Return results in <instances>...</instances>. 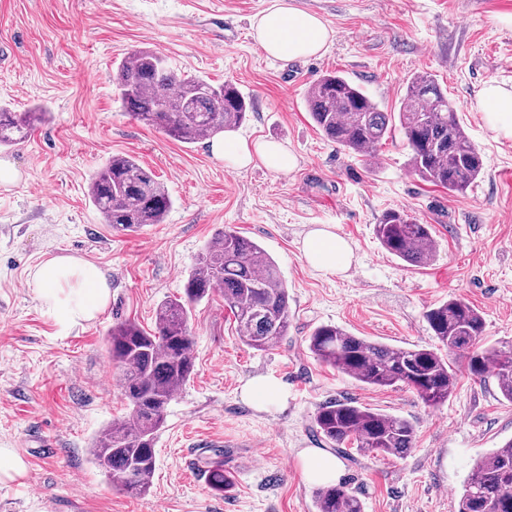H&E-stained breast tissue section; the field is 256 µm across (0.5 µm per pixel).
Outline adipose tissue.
<instances>
[{"label":"adipose tissue","instance_id":"obj_1","mask_svg":"<svg viewBox=\"0 0 512 512\" xmlns=\"http://www.w3.org/2000/svg\"><path fill=\"white\" fill-rule=\"evenodd\" d=\"M253 32L269 57L288 60L322 54L333 37L319 16L298 10L286 0H276L262 12L253 24ZM480 105L487 127L499 136L512 138V90L486 84L480 92ZM211 153L236 171L260 163L287 173L297 165L295 155L283 145L250 142L228 132L214 138ZM300 250L311 268L325 275L342 273L350 264L349 245L327 226L309 230L300 242ZM28 286L49 311L58 313L70 325L96 320L106 311L112 295L103 269L84 258L65 254L39 262Z\"/></svg>","mask_w":512,"mask_h":512}]
</instances>
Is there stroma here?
I'll return each instance as SVG.
<instances>
[{
    "label": "stroma",
    "instance_id": "1",
    "mask_svg": "<svg viewBox=\"0 0 512 512\" xmlns=\"http://www.w3.org/2000/svg\"><path fill=\"white\" fill-rule=\"evenodd\" d=\"M275 0H0V101L39 105L48 121L0 149L19 183L0 186V448L13 449L27 478L0 484V512H315L316 483L300 454L322 448L312 421L323 404L351 400L411 420L416 445L404 457L337 455L340 481L363 512H457L477 458L512 439V403L494 377L467 370L465 352L448 402L426 406L411 389L366 388L318 362L308 338L322 324L401 347H436L425 312L448 298L485 319L484 349L512 340V139L495 137L479 109L482 87L512 89V0H287L333 31L319 57L280 61L252 36ZM150 49L179 72L230 81L253 101L237 134L282 144L297 158L285 174L258 165L237 172L214 159L208 140L183 144L135 120L118 100L116 66ZM338 71L387 110L416 72L436 76L481 152L484 170L462 194L408 170L402 136L379 162L348 153L314 127L305 90ZM114 154L135 156L175 204L139 236L113 231L89 202L87 183ZM403 209L431 225L435 258L413 267L374 234L379 216ZM331 226L352 249L336 276L312 270L299 243ZM232 227L275 261L288 286L287 336L258 351L237 337L220 294L189 321L194 372L166 410L155 439L147 495L118 491L90 461L93 438L127 416L120 372L105 352L112 325L155 328L158 305L183 294L204 245ZM53 254L104 269L112 300L96 321L63 327L26 286ZM267 375L286 400L259 406L243 385ZM223 458L232 485L212 492L204 468Z\"/></svg>",
    "mask_w": 512,
    "mask_h": 512
}]
</instances>
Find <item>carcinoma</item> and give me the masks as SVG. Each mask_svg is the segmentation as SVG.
<instances>
[{
    "mask_svg": "<svg viewBox=\"0 0 512 512\" xmlns=\"http://www.w3.org/2000/svg\"><path fill=\"white\" fill-rule=\"evenodd\" d=\"M115 80L125 111L184 144L239 126L250 107L235 84L178 73L147 49L122 60ZM305 100L316 128L351 153L364 156L399 130L409 151L408 166L422 181L463 193L483 173L480 151L463 132L457 109L430 73L410 77L396 112L385 111L361 86L338 72L314 80ZM46 119V113L37 109L20 113L1 104L0 148L24 141ZM87 197L103 223L128 232L164 223L174 204L164 183L127 154L105 160L88 182ZM375 234L386 252L411 266H423L437 253L431 225L419 223L404 210L385 211L377 219ZM216 291L224 297L238 338L246 346L265 350L288 333L289 293L275 262L255 241L230 228L207 243L187 276L183 296L158 305L154 331L130 320L113 325L107 353L121 371L128 416L96 437L91 456L122 490L144 494L150 488L156 434L165 423L167 406L193 373L191 309ZM425 319L442 346L468 351L471 375L494 376L500 394L512 403V342L473 349L485 330L478 308L450 298L426 311ZM308 349L320 363L365 387H408L429 407L448 402L456 383V371L439 349L383 345L335 324L317 326ZM135 388L147 395L150 407L143 406ZM313 431L342 453L353 445L360 454L402 457L415 442V428L407 418L351 401L320 407ZM206 481L216 493L231 485L223 461L210 463ZM315 508L316 512H362V503L340 483L319 489ZM458 512H512V439L474 464Z\"/></svg>",
    "mask_w": 512,
    "mask_h": 512,
    "instance_id": "1",
    "label": "carcinoma"
}]
</instances>
